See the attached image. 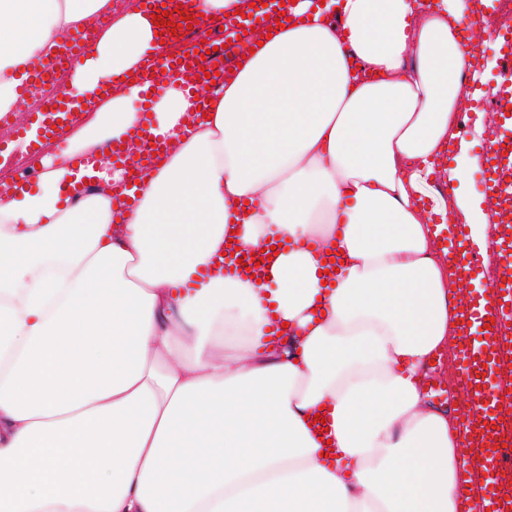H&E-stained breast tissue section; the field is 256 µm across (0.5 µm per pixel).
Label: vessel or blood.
<instances>
[{
  "label": "vessel or blood",
  "mask_w": 512,
  "mask_h": 512,
  "mask_svg": "<svg viewBox=\"0 0 512 512\" xmlns=\"http://www.w3.org/2000/svg\"><path fill=\"white\" fill-rule=\"evenodd\" d=\"M169 24L162 27L165 42L181 43L183 56L164 55L146 64L147 80L151 89H160L171 76L186 77L195 90H204L208 80L202 75L206 61V44L194 30L181 26L180 14L189 10L192 0H168ZM289 0H276V8L270 12H256L253 16L229 17L225 29L231 30L234 40L231 46L218 50V60L213 68L226 74L234 67L238 53L253 44L257 34L273 25L279 12L289 11ZM84 31H76L65 40L62 52L54 60V66L74 67L84 54ZM498 109L496 123L503 134L495 147L480 158L485 172V194L495 201L491 245L496 256V277L490 288L480 297L470 299L462 317L464 322L479 320L486 326L484 344L472 349L468 335H461L458 345L461 360L459 384L462 389V432L473 445V452L482 461L486 472L512 474V422L504 421L498 410L504 398L512 396V387L503 386L501 395L488 392L487 383L494 369L512 365V82L497 87ZM38 118L47 134H56L60 124L74 120V113L66 109L64 97L57 99ZM271 248L235 251L225 264L228 271L237 275L255 274L265 279L273 269ZM462 512H512V495H505L500 486L461 503Z\"/></svg>",
  "instance_id": "vessel-or-blood-1"
}]
</instances>
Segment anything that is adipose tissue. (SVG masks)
<instances>
[{
	"instance_id": "ef3b65f1",
	"label": "adipose tissue",
	"mask_w": 512,
	"mask_h": 512,
	"mask_svg": "<svg viewBox=\"0 0 512 512\" xmlns=\"http://www.w3.org/2000/svg\"><path fill=\"white\" fill-rule=\"evenodd\" d=\"M111 9L0 0V112ZM294 11L205 120L187 122L195 95L171 77L150 106L171 147L135 192L106 152L136 141L152 19L129 10L70 73L84 111L65 157L0 196V512H458L475 494L460 422L422 385L458 322L441 220L487 251L480 201L451 212L432 185L459 136L471 5ZM229 233L286 238L272 280L222 272Z\"/></svg>"
}]
</instances>
